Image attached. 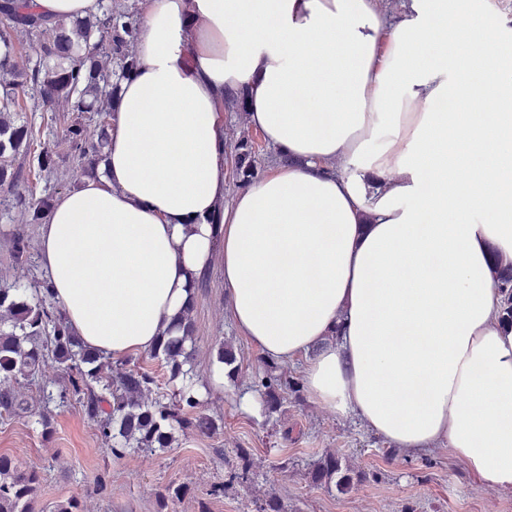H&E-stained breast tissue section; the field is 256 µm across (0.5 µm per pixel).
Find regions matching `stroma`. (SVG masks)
I'll list each match as a JSON object with an SVG mask.
<instances>
[{
	"mask_svg": "<svg viewBox=\"0 0 512 512\" xmlns=\"http://www.w3.org/2000/svg\"><path fill=\"white\" fill-rule=\"evenodd\" d=\"M20 227L38 239V225L0 206V284L42 275L40 266L22 271L10 258L9 234ZM208 280L195 297L191 347L201 411L214 419L215 430L178 431L170 447L112 456L76 398L43 404L40 385L58 391L67 383L64 366L45 358L37 383L18 386L27 412L0 416V456L42 475L34 512H50L73 497L84 512H258L271 498L283 512H512V490L480 484L447 450L401 454L357 418L320 408L303 389L282 391L278 410L268 411L259 378L273 373L301 380L303 363L264 358L231 320L219 273ZM222 346L233 351L238 370L216 389L209 375ZM249 396L257 402L252 411L244 408ZM328 453L349 470L345 490L311 480L314 464ZM169 486L186 494L165 507L160 494Z\"/></svg>",
	"mask_w": 512,
	"mask_h": 512,
	"instance_id": "obj_1",
	"label": "stroma"
}]
</instances>
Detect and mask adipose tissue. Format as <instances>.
<instances>
[{"label":"adipose tissue","mask_w":512,"mask_h":512,"mask_svg":"<svg viewBox=\"0 0 512 512\" xmlns=\"http://www.w3.org/2000/svg\"><path fill=\"white\" fill-rule=\"evenodd\" d=\"M145 0L98 177L39 228L54 301L120 361L221 270L236 327L398 451L512 489V41L471 0ZM292 162L225 200L224 99ZM496 109L474 118L471 101ZM497 285L506 298L499 313V321L504 328L512 330V263L499 267Z\"/></svg>","instance_id":"adipose-tissue-1"}]
</instances>
